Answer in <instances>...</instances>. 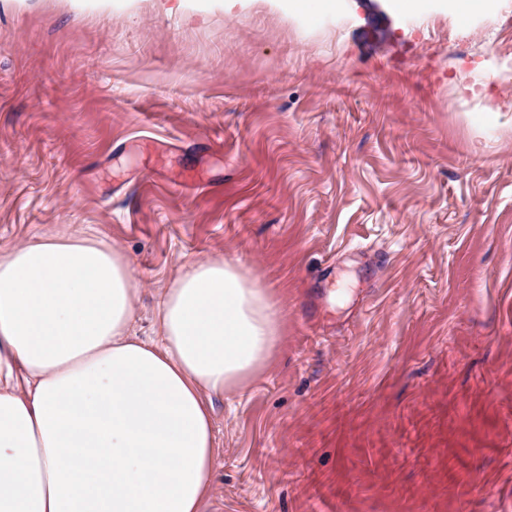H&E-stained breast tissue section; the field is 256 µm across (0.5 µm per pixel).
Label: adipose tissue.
<instances>
[{
	"label": "adipose tissue",
	"instance_id": "1",
	"mask_svg": "<svg viewBox=\"0 0 512 512\" xmlns=\"http://www.w3.org/2000/svg\"><path fill=\"white\" fill-rule=\"evenodd\" d=\"M139 294L93 235L0 249V512H204L213 401L267 367L284 317L218 258L164 289L147 341Z\"/></svg>",
	"mask_w": 512,
	"mask_h": 512
}]
</instances>
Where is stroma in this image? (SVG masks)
<instances>
[{"instance_id": "obj_1", "label": "stroma", "mask_w": 512, "mask_h": 512, "mask_svg": "<svg viewBox=\"0 0 512 512\" xmlns=\"http://www.w3.org/2000/svg\"><path fill=\"white\" fill-rule=\"evenodd\" d=\"M302 3L0 0V248L272 291L206 512H512V0Z\"/></svg>"}]
</instances>
